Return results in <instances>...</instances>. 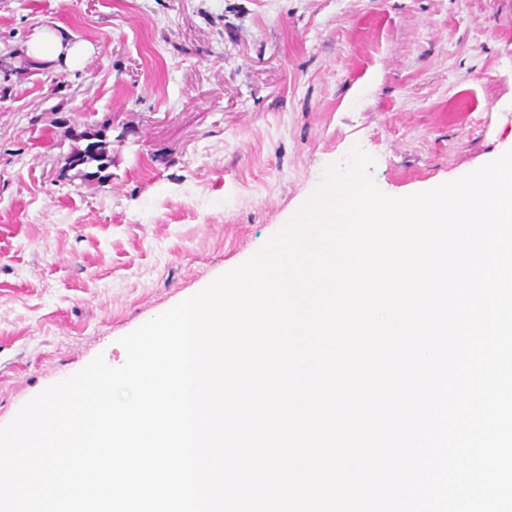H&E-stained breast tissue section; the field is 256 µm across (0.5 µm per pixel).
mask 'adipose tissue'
<instances>
[{
  "label": "adipose tissue",
  "instance_id": "adipose-tissue-1",
  "mask_svg": "<svg viewBox=\"0 0 512 512\" xmlns=\"http://www.w3.org/2000/svg\"><path fill=\"white\" fill-rule=\"evenodd\" d=\"M93 48L91 44L77 40L67 30L54 24L36 29L27 41L24 53L32 62L78 70L85 66Z\"/></svg>",
  "mask_w": 512,
  "mask_h": 512
}]
</instances>
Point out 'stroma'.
<instances>
[{
  "label": "stroma",
  "instance_id": "obj_1",
  "mask_svg": "<svg viewBox=\"0 0 512 512\" xmlns=\"http://www.w3.org/2000/svg\"><path fill=\"white\" fill-rule=\"evenodd\" d=\"M54 23L82 71L18 55ZM107 127L110 177L69 169ZM512 141V0H0V426L257 252L353 145L401 197Z\"/></svg>",
  "mask_w": 512,
  "mask_h": 512
}]
</instances>
